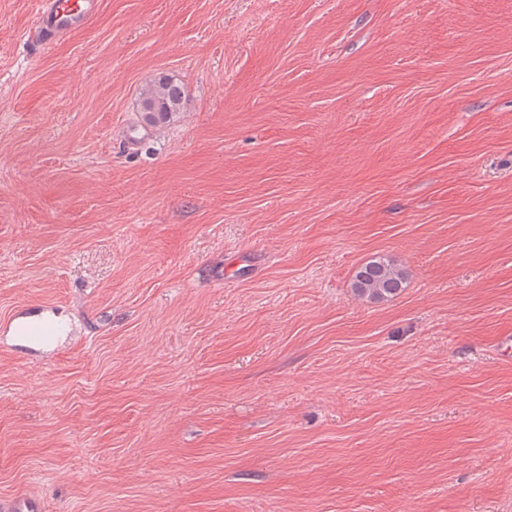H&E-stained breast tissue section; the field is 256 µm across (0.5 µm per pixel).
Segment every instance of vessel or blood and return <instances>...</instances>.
Here are the masks:
<instances>
[{
	"mask_svg": "<svg viewBox=\"0 0 512 512\" xmlns=\"http://www.w3.org/2000/svg\"><path fill=\"white\" fill-rule=\"evenodd\" d=\"M99 7V0H38L36 38L44 45H51L71 32L85 27ZM12 334L28 348H40L57 334L56 325L49 319L22 315Z\"/></svg>",
	"mask_w": 512,
	"mask_h": 512,
	"instance_id": "b4317fda",
	"label": "vessel or blood"
}]
</instances>
